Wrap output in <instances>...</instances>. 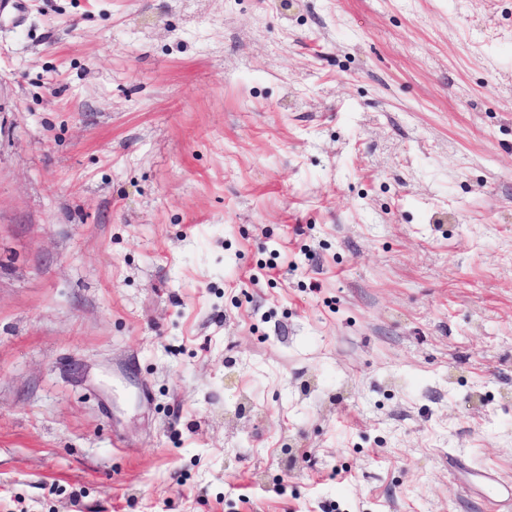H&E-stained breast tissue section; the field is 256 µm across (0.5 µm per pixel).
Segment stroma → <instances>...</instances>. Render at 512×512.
<instances>
[{"label":"stroma","instance_id":"35a3bbf8","mask_svg":"<svg viewBox=\"0 0 512 512\" xmlns=\"http://www.w3.org/2000/svg\"><path fill=\"white\" fill-rule=\"evenodd\" d=\"M512 479V0H0V512H490ZM475 484L489 490L488 503L498 509H508L512 506V482L498 479L487 471H471Z\"/></svg>","mask_w":512,"mask_h":512}]
</instances>
